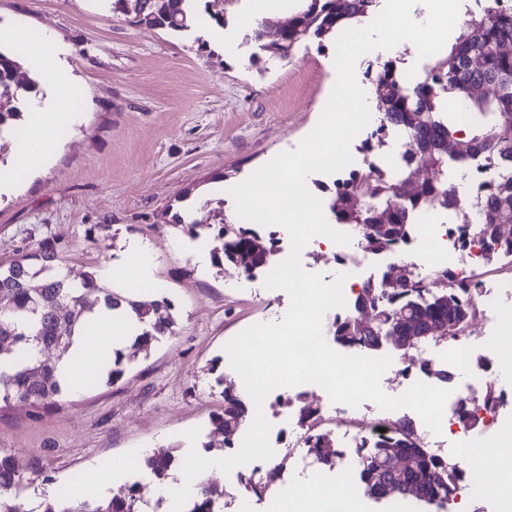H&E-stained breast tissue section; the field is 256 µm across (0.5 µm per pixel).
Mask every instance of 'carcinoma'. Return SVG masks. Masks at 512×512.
<instances>
[{
  "mask_svg": "<svg viewBox=\"0 0 512 512\" xmlns=\"http://www.w3.org/2000/svg\"><path fill=\"white\" fill-rule=\"evenodd\" d=\"M109 10L131 15L130 23L139 28L186 32L197 20L195 0H104ZM379 0H291L290 26L266 41L263 27L251 39L268 57L290 58L303 44L316 40L318 46L337 39L354 21L375 13ZM477 9L467 10L462 29L448 52L438 56L426 76L406 81L396 60L368 64L365 76L378 112L376 129L367 133L361 149L370 153L382 145L384 131H401L411 145L403 163L379 169L368 164V171L352 174L323 190L336 223L351 228L372 254H391L406 244L420 211L453 212L462 196L451 172L459 167H481L490 171L486 190L471 196L472 222L482 236L484 264L496 269L512 267V244L502 241V230L512 226V10L500 7L501 0H475ZM18 54L0 49V99L17 100ZM467 114L460 125L458 113ZM21 112L17 107L0 110V141L14 138ZM215 238L221 246L214 253L221 265L230 266L248 277L268 266L274 250L258 251L256 230L224 225ZM60 247L45 240L38 247L0 265V347H14L11 359L0 358V403H23L35 409L59 405L64 391L59 366L43 357L49 347L69 351L77 327L92 313L95 303L119 309L127 306L135 314L139 329L133 345L149 351L154 342L175 332L172 304L145 298L134 300L98 283L87 275L80 287L52 274L59 260ZM399 286L385 280L375 288H364L354 299V311L335 316L328 333L344 347L374 354L386 345L388 336L417 337L418 345H439L465 335L472 320L469 308L473 285L455 279L448 270L437 272L446 288L432 292L411 263ZM97 294L89 302L88 294ZM369 311L371 321L362 319L360 309ZM34 314L38 323L25 332L16 318ZM446 327L441 339L433 329ZM106 383L120 380L126 371L125 355L116 349L107 360ZM420 371L439 382L449 383L451 371L427 361ZM224 410L212 422L232 438L245 425L248 406L234 389L224 384ZM298 423L306 427L304 447L316 460L329 467L345 457L330 435L319 430V411L302 405ZM352 456L359 467V478L368 495L375 499L414 502L443 509L455 498L458 485L466 479L461 466L430 451L421 433L406 417L397 418L391 432L380 438L360 439ZM174 457H149L145 465L163 479ZM23 476L14 458L0 452V512H29L21 498ZM136 486L117 489L106 504L67 506L60 494L45 503L41 512H141ZM214 490L202 484L199 497L186 512H215Z\"/></svg>",
  "mask_w": 512,
  "mask_h": 512,
  "instance_id": "1",
  "label": "carcinoma"
}]
</instances>
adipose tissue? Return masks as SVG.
<instances>
[{
	"label": "adipose tissue",
	"instance_id": "1",
	"mask_svg": "<svg viewBox=\"0 0 512 512\" xmlns=\"http://www.w3.org/2000/svg\"><path fill=\"white\" fill-rule=\"evenodd\" d=\"M0 43L25 44L29 67L44 72L50 84L46 93L32 97L26 106L24 128L29 138L23 151L0 166V197H7L18 188L19 176H32L50 161L53 148L63 143L62 132L79 125L83 115L61 105L62 100L80 96L81 89L70 67L61 58L62 47L51 36L34 37L26 30L0 25ZM130 254L131 261L104 265L99 271L100 278L129 288L148 284L156 264L153 250L138 244ZM125 322V316L103 307L90 316V325L94 331L102 333L103 339L90 342V332L85 331L75 337L72 354L63 370L73 393H80L79 381L83 375L94 371L100 365L103 353L111 352L116 337L124 335ZM184 455L185 468L180 478L158 488L159 494L177 496L183 504L197 497L203 473L223 470L229 463L228 457L221 453L199 459L195 448L189 444L184 447Z\"/></svg>",
	"mask_w": 512,
	"mask_h": 512
}]
</instances>
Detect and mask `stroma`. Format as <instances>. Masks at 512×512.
I'll return each mask as SVG.
<instances>
[{
  "mask_svg": "<svg viewBox=\"0 0 512 512\" xmlns=\"http://www.w3.org/2000/svg\"><path fill=\"white\" fill-rule=\"evenodd\" d=\"M250 0H198L202 15H225L239 39L235 50L199 49L198 32L132 26L104 0H0V21L47 32L68 47L67 62L81 98L71 108L84 120L53 160L13 197L0 201V263L52 240L62 249L69 279L82 280L128 244L156 255L149 293L174 306L175 334L150 351H126L116 383L65 395L61 407L0 409V450L17 459L24 497L68 484L88 468L110 474L115 486L138 484L142 512H175L154 493L157 484L133 453L143 445L180 456L182 435L199 455L224 445L212 417L224 408V378L243 391L224 346L247 327L278 322L290 300L269 290L263 276L232 268H200L180 249L189 240L186 201L209 207L210 221L234 215L233 186L283 151L296 149L317 124L336 80L335 48L310 43L291 59L251 62L240 20ZM226 188L211 194L215 183ZM274 456L258 472L278 477L260 497L238 472L212 475L222 512H282L290 493L308 482L344 484L341 468L307 463L298 437L271 430Z\"/></svg>",
  "mask_w": 512,
  "mask_h": 512,
  "instance_id": "obj_1",
  "label": "stroma"
}]
</instances>
